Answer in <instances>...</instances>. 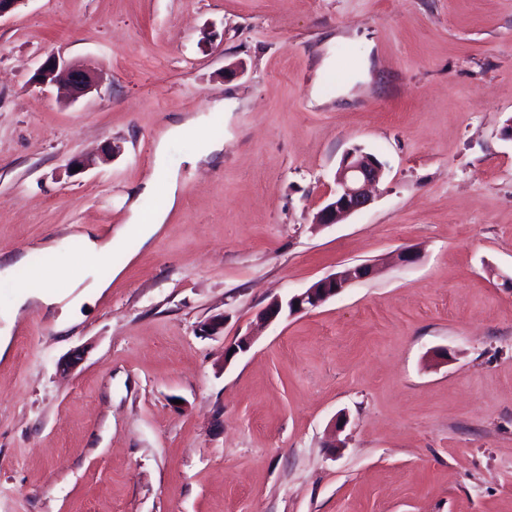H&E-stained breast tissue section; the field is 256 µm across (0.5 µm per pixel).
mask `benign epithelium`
I'll list each match as a JSON object with an SVG mask.
<instances>
[{"instance_id": "benign-epithelium-1", "label": "benign epithelium", "mask_w": 512, "mask_h": 512, "mask_svg": "<svg viewBox=\"0 0 512 512\" xmlns=\"http://www.w3.org/2000/svg\"><path fill=\"white\" fill-rule=\"evenodd\" d=\"M34 81L38 85H62L70 97L78 99L96 90L102 78L89 65H69L55 54L47 56L37 69ZM383 165L376 156L359 148L347 152L336 169V189L316 215L317 227L340 224L350 215L366 208L373 201L372 190L380 182ZM377 271L373 263H358L344 266L305 291L291 296L288 301H271L262 317L272 322L284 314L290 316L318 307L336 296L349 285L367 280ZM224 330V316H214L201 323L198 333L202 336H216Z\"/></svg>"}]
</instances>
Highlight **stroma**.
Listing matches in <instances>:
<instances>
[{
    "mask_svg": "<svg viewBox=\"0 0 512 512\" xmlns=\"http://www.w3.org/2000/svg\"><path fill=\"white\" fill-rule=\"evenodd\" d=\"M51 52L100 88L69 102L34 84ZM202 113L222 155L192 166L187 137L157 158L168 123ZM511 118L512 0H27L1 16L0 251L49 266L56 239L77 274L78 233L156 208L139 189L159 161L184 188L150 242L114 243L80 323L15 321L0 512H512ZM355 147L384 165L373 202L314 228ZM77 156L95 163L70 173ZM403 248L414 263L386 264ZM378 261L261 323L272 300ZM218 314L223 332L198 336ZM376 271L377 267L373 263L345 265L341 270L317 281L305 291L294 294L285 303L278 298L274 299L266 306L262 317L266 322H272L285 313L292 316L316 308L349 285L369 279ZM295 302H298V307H295Z\"/></svg>",
    "mask_w": 512,
    "mask_h": 512,
    "instance_id": "1",
    "label": "stroma"
}]
</instances>
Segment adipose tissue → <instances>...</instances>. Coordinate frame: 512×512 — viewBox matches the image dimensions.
<instances>
[{
  "label": "adipose tissue",
  "mask_w": 512,
  "mask_h": 512,
  "mask_svg": "<svg viewBox=\"0 0 512 512\" xmlns=\"http://www.w3.org/2000/svg\"><path fill=\"white\" fill-rule=\"evenodd\" d=\"M179 179L177 171H170L164 183L148 180L144 191L160 193L159 206L150 214L133 212L128 224L119 229V236H135L139 243H147L164 223L168 212L177 200ZM85 259L81 276L70 278L64 275L61 266L52 270H33L28 277L15 285L14 300L5 311L7 324H14L22 310L35 308L53 322L55 331L64 332L83 318L84 306L93 304L109 288L110 283L98 279L97 269L106 265L112 253L111 239L101 237L94 230L82 235Z\"/></svg>",
  "instance_id": "ef3b65f1"
}]
</instances>
